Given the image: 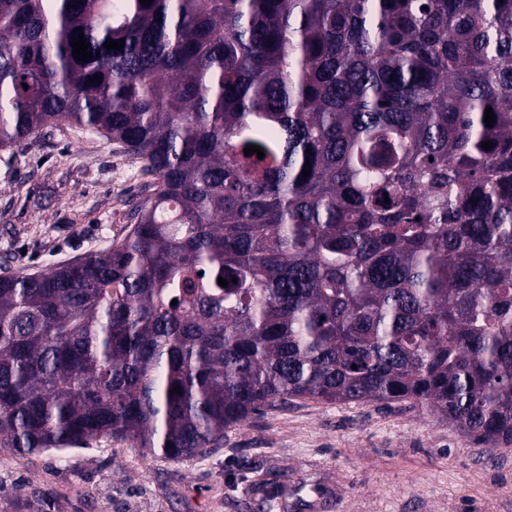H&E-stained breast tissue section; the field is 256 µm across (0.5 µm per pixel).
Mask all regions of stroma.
<instances>
[{
	"label": "stroma",
	"mask_w": 512,
	"mask_h": 512,
	"mask_svg": "<svg viewBox=\"0 0 512 512\" xmlns=\"http://www.w3.org/2000/svg\"><path fill=\"white\" fill-rule=\"evenodd\" d=\"M140 164L66 125L0 149V263L45 270L121 239ZM0 512H512V445L405 402L298 399L172 460L123 440L0 458Z\"/></svg>",
	"instance_id": "35a3bbf8"
}]
</instances>
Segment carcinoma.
Segmentation results:
<instances>
[{
    "mask_svg": "<svg viewBox=\"0 0 512 512\" xmlns=\"http://www.w3.org/2000/svg\"><path fill=\"white\" fill-rule=\"evenodd\" d=\"M59 123L153 182L0 276L1 453L204 456L302 398L512 444V0H0V148Z\"/></svg>",
    "mask_w": 512,
    "mask_h": 512,
    "instance_id": "carcinoma-1",
    "label": "carcinoma"
}]
</instances>
